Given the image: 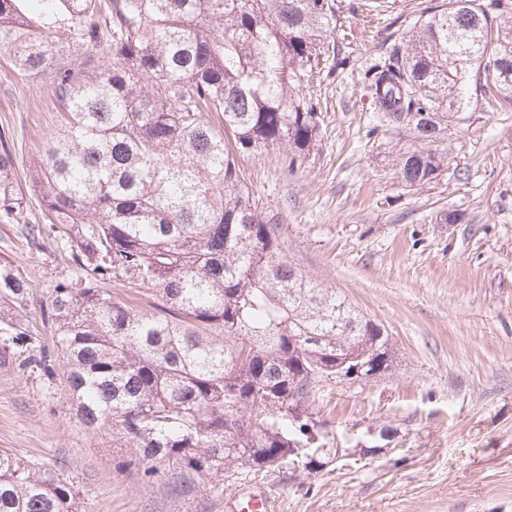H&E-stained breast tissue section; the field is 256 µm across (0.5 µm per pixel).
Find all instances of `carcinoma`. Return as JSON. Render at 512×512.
I'll list each match as a JSON object with an SVG mask.
<instances>
[{
  "instance_id": "carcinoma-1",
  "label": "carcinoma",
  "mask_w": 512,
  "mask_h": 512,
  "mask_svg": "<svg viewBox=\"0 0 512 512\" xmlns=\"http://www.w3.org/2000/svg\"><path fill=\"white\" fill-rule=\"evenodd\" d=\"M0 0V55L52 79L64 123L30 158L44 206L26 216L0 135V224L33 246L54 236L73 269L40 305L0 258V360L50 386L63 377L88 430L131 451L143 476L221 480L295 466L315 439L314 388L393 347L380 325L285 258L240 154L317 145L304 83L338 57L331 0ZM103 49L100 59L72 56ZM384 126L424 142L512 106V0H448L365 73ZM221 126H216L213 116ZM444 159L399 154L407 188ZM123 280L155 312L100 284ZM0 512H81L74 476L0 450Z\"/></svg>"
}]
</instances>
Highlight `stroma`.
Returning a JSON list of instances; mask_svg holds the SVG:
<instances>
[{"label":"stroma","mask_w":512,"mask_h":512,"mask_svg":"<svg viewBox=\"0 0 512 512\" xmlns=\"http://www.w3.org/2000/svg\"><path fill=\"white\" fill-rule=\"evenodd\" d=\"M363 2L333 0L348 65L306 88L321 126L305 162L287 168L276 151L238 164L288 260L390 336L392 370L314 392L324 448L313 468L223 482L164 471L147 482L128 449L83 428L63 383L0 364V448L76 476L83 512H230L257 489L279 512H512V106L476 112L431 143L447 167L405 188L399 152L422 142L378 127L364 73L441 0H393L378 16ZM60 122L49 79L20 77L0 56V130L33 220L43 207L28 163ZM1 256L29 283L33 313L72 269L55 239L29 246L13 224H0Z\"/></svg>","instance_id":"1"}]
</instances>
